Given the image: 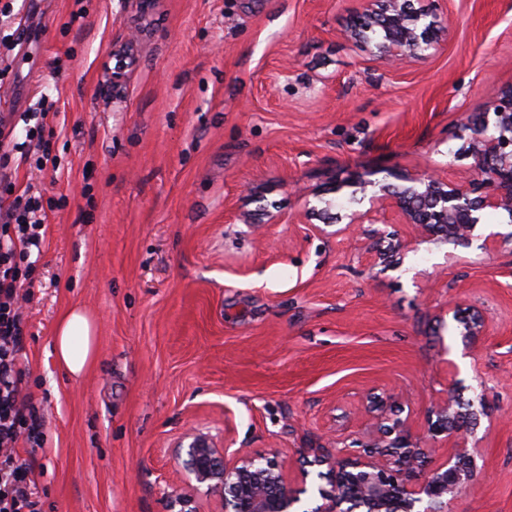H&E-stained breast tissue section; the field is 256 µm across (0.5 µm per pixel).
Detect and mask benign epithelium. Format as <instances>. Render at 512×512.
<instances>
[{"instance_id":"1","label":"benign epithelium","mask_w":512,"mask_h":512,"mask_svg":"<svg viewBox=\"0 0 512 512\" xmlns=\"http://www.w3.org/2000/svg\"><path fill=\"white\" fill-rule=\"evenodd\" d=\"M354 28L379 31L378 56L389 63L425 60L436 48L440 16L436 10H408L404 0H363V11ZM458 133L468 134L475 152L474 175L455 181L435 173H401L402 187L381 186L382 196L372 195L370 207L350 215L352 224H375L377 212L391 209L399 223L415 228L413 242L438 236L467 242L479 224L478 212L502 210L512 219V89L490 101L474 121H466ZM376 185L352 175L336 176L335 189L366 193ZM411 242V243H413ZM411 243H398L409 248ZM453 320L462 334L474 340L486 332L484 316L456 304ZM455 381L448 397L438 403L427 421L426 438L441 440L452 448L446 458L428 467L422 438L405 422L379 426L381 437L353 441L347 456H301L299 472L306 481L310 467H326L318 477L326 484L316 488L319 503L309 512H346L357 504L368 512H449L451 502L478 479L481 471L462 431L477 424L473 401ZM185 467L200 483L219 492L224 512H297L301 491L290 487L284 463L278 457L237 452L228 459L213 442L197 434L186 449Z\"/></svg>"}]
</instances>
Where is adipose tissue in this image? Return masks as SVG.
I'll return each mask as SVG.
<instances>
[{"label": "adipose tissue", "mask_w": 512, "mask_h": 512, "mask_svg": "<svg viewBox=\"0 0 512 512\" xmlns=\"http://www.w3.org/2000/svg\"><path fill=\"white\" fill-rule=\"evenodd\" d=\"M56 362L73 376H81L96 355V326L80 308L66 311L59 319L53 342Z\"/></svg>", "instance_id": "1"}]
</instances>
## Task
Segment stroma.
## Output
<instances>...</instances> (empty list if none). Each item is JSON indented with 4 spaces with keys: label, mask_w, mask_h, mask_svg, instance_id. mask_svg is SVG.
<instances>
[{
    "label": "stroma",
    "mask_w": 512,
    "mask_h": 512,
    "mask_svg": "<svg viewBox=\"0 0 512 512\" xmlns=\"http://www.w3.org/2000/svg\"><path fill=\"white\" fill-rule=\"evenodd\" d=\"M0 116L53 101L56 174L12 168L63 198L48 212L22 362L47 446L34 458L43 512H222L179 445L277 455L345 453L375 432L367 397L424 434L462 381L483 397L470 439L483 479L453 512H512V230L484 210L468 245L387 247L348 230L368 209L337 173L435 171L469 179L460 123L512 89V0H413L443 30L423 62L388 66L351 25L362 0H0ZM86 15L69 17L77 6ZM132 43L108 92L114 51ZM480 310L460 335L451 301ZM73 304L97 322L78 380L52 354Z\"/></svg>",
    "instance_id": "1"
}]
</instances>
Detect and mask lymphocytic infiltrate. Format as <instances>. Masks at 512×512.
Here are the masks:
<instances>
[{
    "mask_svg": "<svg viewBox=\"0 0 512 512\" xmlns=\"http://www.w3.org/2000/svg\"><path fill=\"white\" fill-rule=\"evenodd\" d=\"M52 104L20 113L25 138L0 121V512H42V501L29 463L17 448H44V420L24 391L26 372L20 365L25 329L23 308L36 279L35 258L45 243L47 211L43 194L16 192L7 173L13 158L30 161L34 170L57 168L51 142L55 129Z\"/></svg>",
    "mask_w": 512,
    "mask_h": 512,
    "instance_id": "f902f5d3",
    "label": "lymphocytic infiltrate"
}]
</instances>
